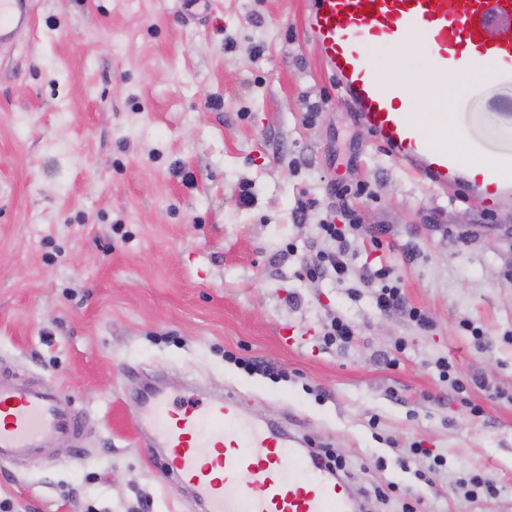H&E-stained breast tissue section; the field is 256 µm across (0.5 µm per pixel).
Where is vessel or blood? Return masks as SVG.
<instances>
[{
	"instance_id": "vessel-or-blood-1",
	"label": "vessel or blood",
	"mask_w": 512,
	"mask_h": 512,
	"mask_svg": "<svg viewBox=\"0 0 512 512\" xmlns=\"http://www.w3.org/2000/svg\"><path fill=\"white\" fill-rule=\"evenodd\" d=\"M33 23L32 0H0V48ZM323 69L343 101L390 158L440 188L465 189L489 209L512 199V147L490 151L479 168L424 131L403 82L369 64L366 46H421L439 86L465 83L484 65L512 85V0H309L303 17ZM145 418L166 450V473L189 487L206 512H350L344 484L288 444L245 421L229 398L174 407L162 395ZM59 391L0 377V460L40 451L79 434Z\"/></svg>"
}]
</instances>
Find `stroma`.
I'll use <instances>...</instances> for the list:
<instances>
[{
    "label": "stroma",
    "mask_w": 512,
    "mask_h": 512,
    "mask_svg": "<svg viewBox=\"0 0 512 512\" xmlns=\"http://www.w3.org/2000/svg\"><path fill=\"white\" fill-rule=\"evenodd\" d=\"M306 3L211 0L193 22L185 0H33L0 49V373L57 388L82 419L79 437L0 460L11 512H202L137 424L153 382L332 448L352 492L399 487L366 512H401L404 490L417 512H512V205L387 158L316 59ZM448 124L512 146V86L461 90ZM352 217L357 265H395L429 330L356 277L303 275L329 246L317 224ZM336 314L353 342L325 344ZM415 442L445 460L434 485L396 463ZM467 472L499 495L466 497Z\"/></svg>",
    "instance_id": "stroma-1"
}]
</instances>
